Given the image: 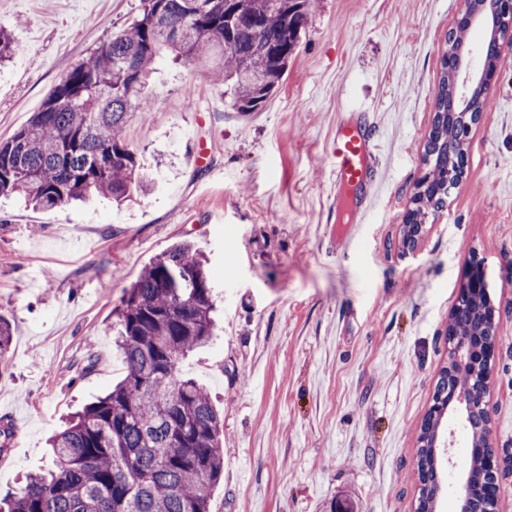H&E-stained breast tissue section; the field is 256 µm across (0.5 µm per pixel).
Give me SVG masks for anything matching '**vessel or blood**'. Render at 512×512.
<instances>
[{"label":"vessel or blood","mask_w":512,"mask_h":512,"mask_svg":"<svg viewBox=\"0 0 512 512\" xmlns=\"http://www.w3.org/2000/svg\"><path fill=\"white\" fill-rule=\"evenodd\" d=\"M377 164V145L368 131L364 113L353 114L338 124L330 149L337 208L363 204Z\"/></svg>","instance_id":"1"}]
</instances>
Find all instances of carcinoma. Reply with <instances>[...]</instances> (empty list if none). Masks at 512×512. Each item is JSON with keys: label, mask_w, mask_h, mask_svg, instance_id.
Returning <instances> with one entry per match:
<instances>
[{"label": "carcinoma", "mask_w": 512, "mask_h": 512, "mask_svg": "<svg viewBox=\"0 0 512 512\" xmlns=\"http://www.w3.org/2000/svg\"><path fill=\"white\" fill-rule=\"evenodd\" d=\"M310 2L147 0L138 20L79 61L28 124L0 141V194L51 210L150 191L124 129L133 113L145 120L151 112L143 89L159 58L170 54L207 65L214 80H224L236 111L258 112L284 81ZM18 51L0 30V63ZM453 76L445 54L427 172L412 198L423 220L448 197V162L463 153L458 123L442 117L462 111ZM184 274L197 287H167ZM213 311L212 281L191 245L177 244L145 267L118 309L124 378L51 437L49 468L27 474L17 491L1 497L0 512H210V487L224 472L221 419L208 389L184 376L181 363L212 341ZM451 321L457 338L480 345L481 356L465 368L450 358L440 371L432 409L420 425L416 512H436L445 487L436 449L448 417L436 408L448 394L464 391L472 402L464 424L470 444L490 432L485 395L493 368V308L460 298ZM464 476L470 490L462 512H493L498 471L472 449Z\"/></svg>", "instance_id": "carcinoma-1"}]
</instances>
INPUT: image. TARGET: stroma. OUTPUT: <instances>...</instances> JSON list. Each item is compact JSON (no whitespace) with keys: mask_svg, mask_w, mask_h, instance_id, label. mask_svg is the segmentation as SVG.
<instances>
[{"mask_svg":"<svg viewBox=\"0 0 512 512\" xmlns=\"http://www.w3.org/2000/svg\"><path fill=\"white\" fill-rule=\"evenodd\" d=\"M462 0H312L282 87L243 116L206 71L162 58L148 119L127 135L154 188L38 210L0 195V490L48 461L47 439L124 375L113 341L125 288L172 245L205 256L215 337L181 364L224 415L210 512H413L419 426L448 360L465 273L494 289L487 399L512 512V39L473 127L463 184L402 254L399 226L425 172L442 57ZM144 0H0L20 52L0 67V140L59 77L144 11ZM366 106L382 178L368 214L336 221L329 152ZM210 164L196 166V143Z\"/></svg>","mask_w":512,"mask_h":512,"instance_id":"obj_1","label":"stroma"}]
</instances>
